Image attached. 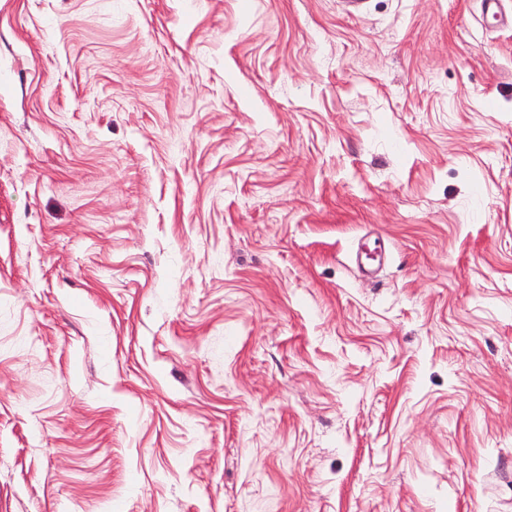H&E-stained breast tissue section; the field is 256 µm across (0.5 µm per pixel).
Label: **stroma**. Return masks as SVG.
I'll return each instance as SVG.
<instances>
[{"instance_id":"35a3bbf8","label":"stroma","mask_w":512,"mask_h":512,"mask_svg":"<svg viewBox=\"0 0 512 512\" xmlns=\"http://www.w3.org/2000/svg\"><path fill=\"white\" fill-rule=\"evenodd\" d=\"M0 512H512V24L0 0Z\"/></svg>"}]
</instances>
